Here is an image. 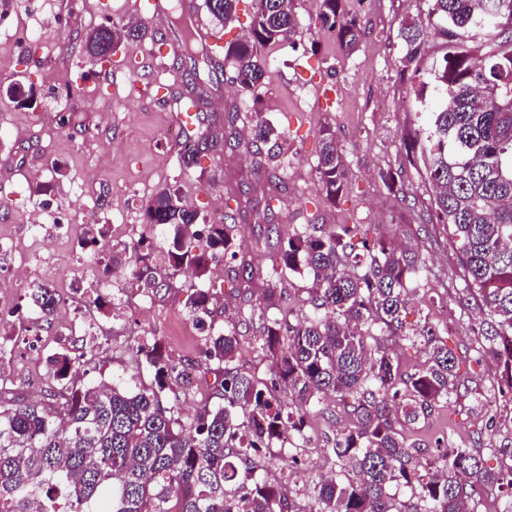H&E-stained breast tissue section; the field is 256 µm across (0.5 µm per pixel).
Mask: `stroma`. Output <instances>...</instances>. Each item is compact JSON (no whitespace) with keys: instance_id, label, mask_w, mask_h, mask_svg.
I'll return each instance as SVG.
<instances>
[{"instance_id":"obj_1","label":"stroma","mask_w":512,"mask_h":512,"mask_svg":"<svg viewBox=\"0 0 512 512\" xmlns=\"http://www.w3.org/2000/svg\"><path fill=\"white\" fill-rule=\"evenodd\" d=\"M303 25L297 44L267 48V74L253 94L237 92L231 68L202 70L207 91L200 114L205 124L222 128L224 112L236 107L240 119L231 134L218 136L203 151L200 165L184 168L179 152L191 136L181 130L170 137L187 88L177 66L183 51L159 52L161 37L173 36L175 16L146 24L141 40L122 43L114 61L123 70L101 82L83 62L87 34L100 25H122L129 19L127 0H0V16L14 27L0 26V239L16 242L21 254L34 260L38 282L49 283L60 303L50 329H42L25 299V291L0 286V374L7 380V396L28 397L37 391L47 402L56 384L47 372V358L64 353L80 358L92 352L95 366L85 385L104 383L132 391L148 388L151 372L141 366L136 351L146 340L158 339L174 366L166 398L179 413L209 403L218 404L222 371L205 357V334L188 314L197 288H209L214 324L236 326V362L260 381L271 382L276 371L272 355L260 348L263 320L241 295L235 266L217 259L203 276L178 273L171 287L155 294L134 288L122 270L108 267L110 246L124 244L145 233L142 206L162 188L180 189L187 203L206 223L233 225L242 254L254 261L255 279L266 278L278 247L266 238V225L279 224L283 235L316 224L332 229L362 224L370 237L382 240L418 259L420 274L410 294L398 350L403 371L412 373L427 364L421 343L409 337L432 327L469 366L480 359L479 376L467 389L441 400L434 412L406 426V435L432 449L481 444L496 448L512 440V403L498 393L500 369L491 357H479L483 317L476 306L462 307V271L444 225L432 215V192L423 173L402 167L403 134L417 122L405 89L409 79L399 72L406 46L399 35L402 20L425 19L426 0H346V12L359 16L366 36L350 53L340 49L336 34L315 20L313 0H293ZM36 16L41 41L26 42L25 15ZM155 55L149 81L137 80L135 55ZM81 78L77 94L61 102L57 88ZM334 93L332 106H322L319 88ZM111 99L103 111L102 99ZM269 120L282 133L280 154L268 166L288 186L273 201L272 219H264L247 190L256 160L249 150L256 119ZM331 127L350 174L341 196L328 202L315 174L320 150L319 131ZM62 166L55 177L51 202L72 217L64 237L44 244L24 230L42 187L29 181L30 170ZM402 168L404 195L383 185L382 172ZM83 182L87 198L75 201L73 182ZM108 225L106 248L91 253L80 247L85 226ZM99 281L109 290L96 289ZM312 281L285 271L277 283L278 306L291 317L311 313ZM81 311L88 324L76 336L62 335L64 314ZM495 428H487L488 418ZM307 440L298 442L288 461L268 455L255 457L259 473L277 485L296 506L306 505L308 478L336 469L327 443L338 429L353 425L342 405L324 400L305 415Z\"/></svg>"}]
</instances>
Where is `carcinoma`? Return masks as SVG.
I'll list each match as a JSON object with an SVG mask.
<instances>
[{
  "instance_id": "1",
  "label": "carcinoma",
  "mask_w": 512,
  "mask_h": 512,
  "mask_svg": "<svg viewBox=\"0 0 512 512\" xmlns=\"http://www.w3.org/2000/svg\"><path fill=\"white\" fill-rule=\"evenodd\" d=\"M237 0H205L218 22L233 19ZM344 0H316V17L336 33L344 50L366 34L362 20L345 12ZM429 26L404 20L406 45L400 73L409 76L412 110L423 123L404 138L409 165L420 159L435 189L434 214L447 226L462 270V305L475 300L489 317L483 354L501 366L498 392L512 403V0H427ZM302 33L293 0H255L249 35L224 48L231 82L251 94L265 75L262 51ZM141 26L100 25L84 41V57L103 64L109 44L140 37ZM441 40L442 58L427 70L428 38ZM315 171L329 202L349 178L335 131L321 130ZM281 133L256 122L251 147L260 157L255 186L265 205L282 193L261 157L273 159ZM143 223L164 234L145 235L112 247V268H122L145 293L170 287L176 272L205 273L222 256L239 262L253 287V268L237 253L231 226L205 224L177 189L158 191L143 206ZM196 241L187 245L186 238ZM285 270L313 277L311 314L291 325L267 318L260 348L276 357L275 376L298 400L282 405L264 382L234 366L236 331L213 327L209 289H197L190 315L208 332L207 360L224 366V404L202 405L185 427L165 403L174 368L155 341L137 350L154 386L129 394L116 386H82L81 366L67 357L48 358L59 385L53 407L12 399L0 402V512H302L258 474L252 456L281 430L305 436V411L334 396L354 419L338 430L331 451L338 470L308 487L316 512H402L398 493L420 503L416 512H469L472 497L462 478L509 490L501 512H512V446L427 449L408 442L400 422L428 416L458 380V357L435 332L420 333L429 366L403 374L389 336L402 328L417 259L397 255L380 240L342 224L320 235L295 234L280 243L278 266L263 281L261 304L275 305ZM31 311L49 320L59 305L45 283L26 288ZM57 424H51L49 415ZM511 463L492 472L485 455Z\"/></svg>"
}]
</instances>
